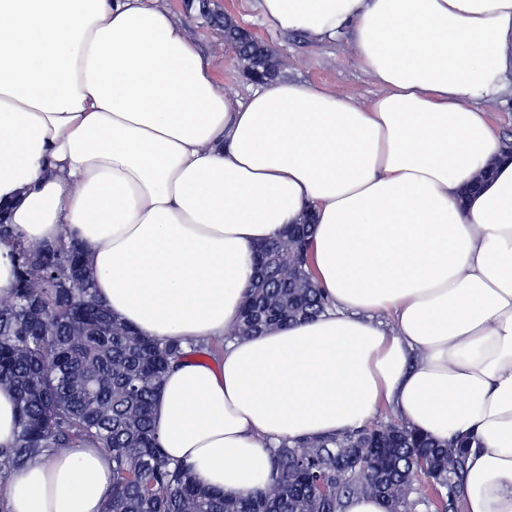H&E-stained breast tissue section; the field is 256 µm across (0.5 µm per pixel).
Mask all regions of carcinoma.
I'll use <instances>...</instances> for the list:
<instances>
[{"label":"carcinoma","instance_id":"carcinoma-1","mask_svg":"<svg viewBox=\"0 0 512 512\" xmlns=\"http://www.w3.org/2000/svg\"><path fill=\"white\" fill-rule=\"evenodd\" d=\"M200 10L224 28V41L247 69L279 65L267 45L252 43L232 21ZM311 224H296L285 238L263 245L239 324L224 341L245 340L271 327L323 313L328 300L315 284ZM0 242L11 244L15 288L0 297V385L15 393L16 435L0 447L3 487L30 463L66 448H103L112 459V491L105 512H344L358 495L382 498L388 512H417L412 475L423 473L443 512L464 488L465 448L441 443L401 420L365 424L321 437L283 439L271 450V478L259 495H232L196 481L190 467L170 460L156 435L153 405L166 374L192 356L217 359L208 339L144 336L113 316L97 297L85 246L67 236L28 246L0 213ZM84 287L64 288L68 274ZM384 449L377 465L367 454Z\"/></svg>","mask_w":512,"mask_h":512}]
</instances>
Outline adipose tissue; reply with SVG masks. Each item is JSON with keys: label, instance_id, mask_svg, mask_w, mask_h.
Here are the masks:
<instances>
[{"label": "adipose tissue", "instance_id": "obj_1", "mask_svg": "<svg viewBox=\"0 0 512 512\" xmlns=\"http://www.w3.org/2000/svg\"><path fill=\"white\" fill-rule=\"evenodd\" d=\"M282 33L345 39L369 104L217 84L158 0H0V203L17 238L82 241L113 315L220 339L255 245L313 212L318 318L167 374L154 427L206 487L259 492L270 446L379 407L473 437L465 512H512V157L486 108L512 0H252ZM387 314L390 325L377 322ZM112 462L77 447L14 475L9 512H104Z\"/></svg>", "mask_w": 512, "mask_h": 512}]
</instances>
